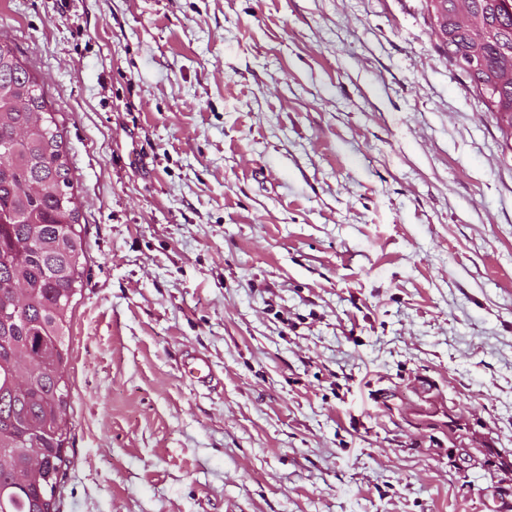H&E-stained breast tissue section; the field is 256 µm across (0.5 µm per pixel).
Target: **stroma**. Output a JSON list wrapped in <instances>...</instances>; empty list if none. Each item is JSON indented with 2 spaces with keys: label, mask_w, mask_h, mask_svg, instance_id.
Wrapping results in <instances>:
<instances>
[{
  "label": "stroma",
  "mask_w": 512,
  "mask_h": 512,
  "mask_svg": "<svg viewBox=\"0 0 512 512\" xmlns=\"http://www.w3.org/2000/svg\"><path fill=\"white\" fill-rule=\"evenodd\" d=\"M0 35L86 250L59 512H489L415 387L512 452V148L425 0H0Z\"/></svg>",
  "instance_id": "35a3bbf8"
}]
</instances>
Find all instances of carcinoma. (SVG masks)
I'll return each instance as SVG.
<instances>
[{
    "label": "carcinoma",
    "instance_id": "cac0c4a2",
    "mask_svg": "<svg viewBox=\"0 0 512 512\" xmlns=\"http://www.w3.org/2000/svg\"><path fill=\"white\" fill-rule=\"evenodd\" d=\"M427 0L448 63L512 130V0ZM68 152L43 87L0 37V512H57L66 369L85 257Z\"/></svg>",
    "mask_w": 512,
    "mask_h": 512
}]
</instances>
